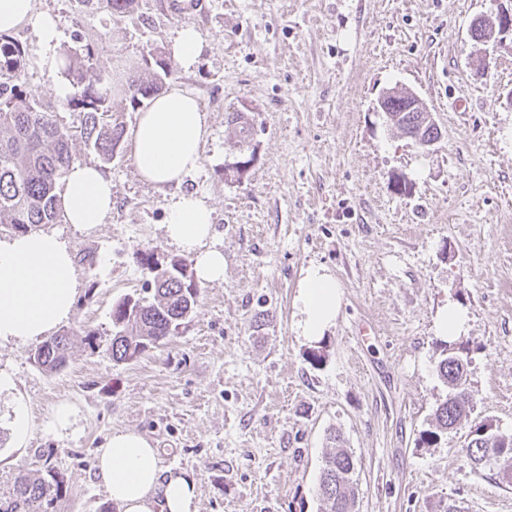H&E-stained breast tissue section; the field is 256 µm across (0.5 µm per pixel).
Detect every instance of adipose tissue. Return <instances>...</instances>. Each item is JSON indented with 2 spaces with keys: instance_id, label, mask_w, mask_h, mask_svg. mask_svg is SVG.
<instances>
[{
  "instance_id": "1",
  "label": "adipose tissue",
  "mask_w": 512,
  "mask_h": 512,
  "mask_svg": "<svg viewBox=\"0 0 512 512\" xmlns=\"http://www.w3.org/2000/svg\"><path fill=\"white\" fill-rule=\"evenodd\" d=\"M34 22L44 47L59 37L55 18L36 13L35 0H0V32ZM209 134L207 114L195 94L172 86L141 112L132 132L131 156L139 177L158 188L180 184L198 168ZM61 208L66 223L92 229L112 212V180L99 166L73 163ZM167 239L191 255L196 278L224 279V254L207 247L213 211L191 194L174 199L164 225ZM77 277L68 247L47 233L0 238V343L27 342L52 333L72 314ZM298 333L323 336L335 321L340 293L324 267L306 269L296 297ZM95 477L123 512H195L196 482L166 470L160 451L134 431L112 434L100 449Z\"/></svg>"
}]
</instances>
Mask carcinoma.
Instances as JSON below:
<instances>
[{"label": "carcinoma", "mask_w": 512, "mask_h": 512, "mask_svg": "<svg viewBox=\"0 0 512 512\" xmlns=\"http://www.w3.org/2000/svg\"><path fill=\"white\" fill-rule=\"evenodd\" d=\"M149 71L144 78L136 71L127 74L129 104L139 108L159 96L175 75L171 60L153 49L142 53ZM96 65V51L67 52L64 67L74 94L68 106L79 112V125L70 129L58 124L54 107L36 97L24 79V50L11 36L0 33V225L21 234L34 232L61 219L60 193L63 178L74 161L72 142L79 138L104 164L119 154L124 126L116 113L123 102L112 98V75L87 78ZM420 113L403 111V103H389L386 121L408 133L419 129ZM153 294L136 301L122 300L112 309L115 334L109 347L112 361L124 363L173 336L195 309L200 289L192 277L171 278L163 270L154 276ZM70 339L66 334L51 337L35 353L38 365L55 374L69 361ZM439 378L448 386V399L434 411L440 431L454 426L469 412L472 394L467 387L466 368L452 355L443 354L437 363ZM320 471L318 492L325 512H354L356 463L344 447L341 434L333 431ZM467 457L475 466L501 471L499 459L512 460V432H495L482 426L467 445ZM64 478L58 473L32 477L19 473L12 487L0 493V512H55L63 495Z\"/></svg>", "instance_id": "1"}]
</instances>
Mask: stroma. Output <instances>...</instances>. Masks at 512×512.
<instances>
[{"instance_id": "stroma-1", "label": "stroma", "mask_w": 512, "mask_h": 512, "mask_svg": "<svg viewBox=\"0 0 512 512\" xmlns=\"http://www.w3.org/2000/svg\"><path fill=\"white\" fill-rule=\"evenodd\" d=\"M168 3L138 0L116 17L106 0H36L57 20L56 46L45 50L30 24L13 32L27 86L71 127L78 116L56 92L52 60L93 46L119 99L143 51L171 53L178 31L194 27L204 52L174 81L198 96L210 133L180 186L142 182L125 149L105 168L104 224L45 225L76 268L74 309L58 327L72 349L49 374L33 359L38 341L0 344V370L14 381L0 393V489L19 470L51 469L65 482L58 512H111L97 450L135 431L163 468L193 475L197 512H321L336 429L357 460L356 512H437L442 501L512 512V485L466 457L477 427L512 432V40L485 45L468 33L512 0H200L194 13ZM391 87L432 112L434 146L419 148L375 112ZM233 112L248 115V133ZM244 160V174L231 173ZM396 174L407 193L394 189ZM183 193L213 210L224 279L202 284L170 341L114 363L113 306L148 295L154 270L186 258L163 228ZM313 264L341 292L319 363L295 328ZM451 302L468 321L448 338L435 322ZM451 343L468 362L474 409L430 444L448 394L436 365ZM19 402L34 424L21 445L10 430ZM62 402L71 426L47 429Z\"/></svg>"}]
</instances>
